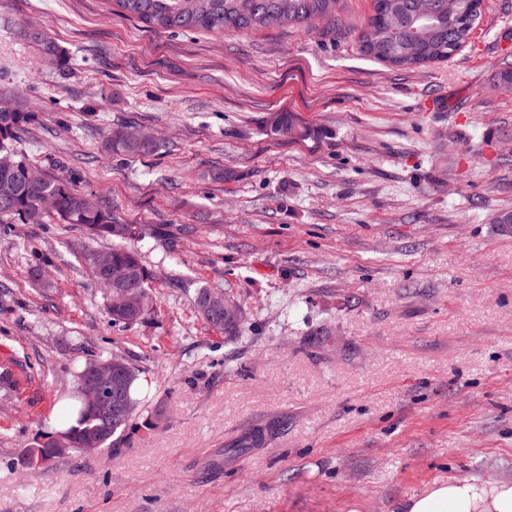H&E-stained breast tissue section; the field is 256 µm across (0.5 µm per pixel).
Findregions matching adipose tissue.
I'll list each match as a JSON object with an SVG mask.
<instances>
[{
    "label": "adipose tissue",
    "mask_w": 512,
    "mask_h": 512,
    "mask_svg": "<svg viewBox=\"0 0 512 512\" xmlns=\"http://www.w3.org/2000/svg\"><path fill=\"white\" fill-rule=\"evenodd\" d=\"M402 512H512V480L436 481L409 498Z\"/></svg>",
    "instance_id": "1"
}]
</instances>
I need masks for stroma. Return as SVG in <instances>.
I'll return each mask as SVG.
<instances>
[{
	"label": "stroma",
	"mask_w": 512,
	"mask_h": 512,
	"mask_svg": "<svg viewBox=\"0 0 512 512\" xmlns=\"http://www.w3.org/2000/svg\"><path fill=\"white\" fill-rule=\"evenodd\" d=\"M469 42L415 69L361 54L373 0L335 23L153 34L109 0H0V94L38 120L19 147L80 171L153 277L152 317L113 325L67 224L0 226V512H401L448 478L512 480V0H484ZM48 28L71 67L43 64ZM295 113L327 143L268 135ZM130 123L158 155L110 156ZM231 179L214 182L215 168ZM52 264L30 278L34 252ZM221 287L233 341L196 317ZM86 339L140 371L154 408L114 449L46 470ZM275 438L209 465L251 430Z\"/></svg>",
	"instance_id": "35a3bbf8"
}]
</instances>
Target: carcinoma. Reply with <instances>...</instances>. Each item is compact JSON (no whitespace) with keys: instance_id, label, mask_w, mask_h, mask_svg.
Returning a JSON list of instances; mask_svg holds the SVG:
<instances>
[{"instance_id":"cac0c4a2","label":"carcinoma","mask_w":512,"mask_h":512,"mask_svg":"<svg viewBox=\"0 0 512 512\" xmlns=\"http://www.w3.org/2000/svg\"><path fill=\"white\" fill-rule=\"evenodd\" d=\"M119 14L141 24V28L157 34L209 32H256L274 27H304L312 20L329 21L336 17L339 0H112ZM483 0H458V10L448 18V0H430L429 12L419 13V0H374L373 12L359 34L360 52L367 58L406 69L421 60L444 62L466 43L482 14ZM28 41L48 63L64 69L67 57L57 43L38 30ZM37 120V113L19 101L7 110L0 109V224H69L85 228L96 238L111 239L117 246L107 252L111 277L103 280L96 272L98 253L85 250L79 255L95 284L112 293V280L129 282V301L113 303L108 312L114 325H136L154 312L149 292L152 273L139 254L122 246L126 241H140L150 234L147 224H130L112 208L101 203L88 204L79 189V171L60 166L59 172H48L40 164L17 150L16 143L27 127ZM268 134L292 141L324 142L327 131L301 123L291 112H278L266 121ZM107 149L127 157H149L158 153L160 143L141 138L139 132L119 127L106 139ZM224 291L203 287L196 291L194 306L198 315L214 330L229 338L241 334L242 318L224 321ZM82 360L73 372L79 382L88 366L109 355L82 341L75 343ZM139 370L128 365L122 384L126 408L122 417L110 420L85 403L79 390H74L66 414L76 416V425L57 430L41 445L42 454L28 450L25 465L29 469H49L63 455V449L104 448L113 437L133 426L144 406L137 391ZM277 433L270 425L244 436L227 449L231 455H245L261 447Z\"/></svg>"}]
</instances>
